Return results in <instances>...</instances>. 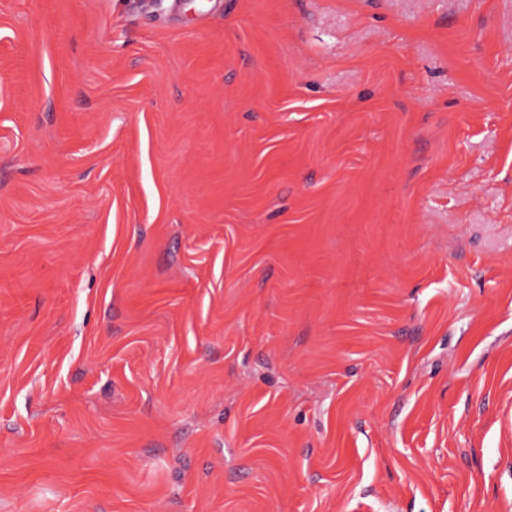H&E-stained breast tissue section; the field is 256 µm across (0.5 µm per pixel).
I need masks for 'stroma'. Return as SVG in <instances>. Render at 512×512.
Masks as SVG:
<instances>
[{
  "label": "stroma",
  "mask_w": 512,
  "mask_h": 512,
  "mask_svg": "<svg viewBox=\"0 0 512 512\" xmlns=\"http://www.w3.org/2000/svg\"><path fill=\"white\" fill-rule=\"evenodd\" d=\"M0 512H512V0H0Z\"/></svg>",
  "instance_id": "1"
}]
</instances>
